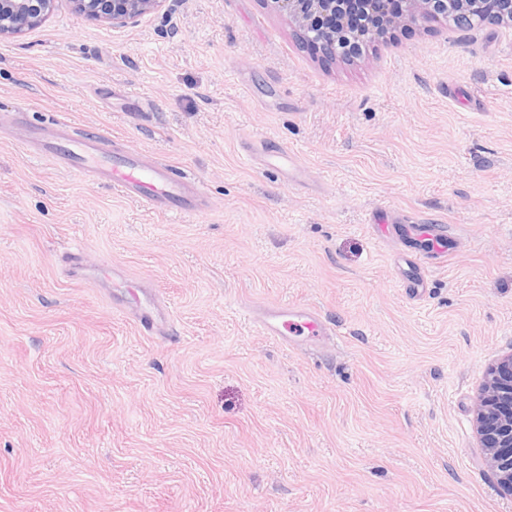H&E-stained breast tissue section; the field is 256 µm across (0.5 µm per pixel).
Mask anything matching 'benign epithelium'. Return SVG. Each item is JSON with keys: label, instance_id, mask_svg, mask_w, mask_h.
Masks as SVG:
<instances>
[{"label": "benign epithelium", "instance_id": "benign-epithelium-1", "mask_svg": "<svg viewBox=\"0 0 512 512\" xmlns=\"http://www.w3.org/2000/svg\"><path fill=\"white\" fill-rule=\"evenodd\" d=\"M56 0H0V37L18 35L41 23ZM74 10L95 19L125 24L161 10L167 0H70ZM286 17L298 38L316 47L325 63L353 62L361 54L340 51L347 15L366 18L352 37L362 45L385 43L411 26L448 25L465 16L470 27L512 29V0H263ZM475 427L501 485L512 492V352L499 358L475 408Z\"/></svg>", "mask_w": 512, "mask_h": 512}]
</instances>
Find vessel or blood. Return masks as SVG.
Returning <instances> with one entry per match:
<instances>
[{
  "instance_id": "vessel-or-blood-1",
  "label": "vessel or blood",
  "mask_w": 512,
  "mask_h": 512,
  "mask_svg": "<svg viewBox=\"0 0 512 512\" xmlns=\"http://www.w3.org/2000/svg\"><path fill=\"white\" fill-rule=\"evenodd\" d=\"M38 153L50 156L60 166L89 175L121 194L144 202L149 209L165 213H201L203 198L192 183L180 177L172 166L151 164L137 154L113 150L110 141L96 133L77 134L61 122H52L35 133ZM165 316L152 303L136 309V322L148 334H155ZM264 334L287 337L335 335L316 310L308 307L279 305L257 321Z\"/></svg>"
}]
</instances>
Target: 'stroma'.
<instances>
[{
  "mask_svg": "<svg viewBox=\"0 0 512 512\" xmlns=\"http://www.w3.org/2000/svg\"><path fill=\"white\" fill-rule=\"evenodd\" d=\"M55 120L175 166L208 211L38 156ZM254 138L303 185L251 162ZM384 215L455 238L421 296ZM136 289L168 335L134 321ZM294 303L339 335L247 319ZM511 351L512 29H411L326 65L261 0L122 25L57 0L0 38V512H512L474 426Z\"/></svg>",
  "mask_w": 512,
  "mask_h": 512,
  "instance_id": "stroma-1",
  "label": "stroma"
}]
</instances>
